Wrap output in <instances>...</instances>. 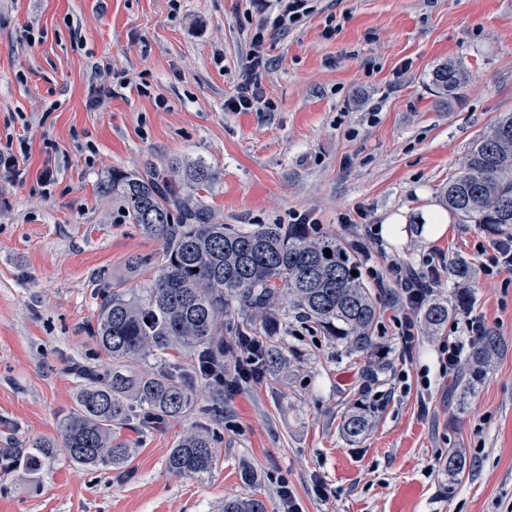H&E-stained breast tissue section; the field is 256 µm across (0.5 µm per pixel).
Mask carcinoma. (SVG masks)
<instances>
[{
	"instance_id": "cac0c4a2",
	"label": "carcinoma",
	"mask_w": 512,
	"mask_h": 512,
	"mask_svg": "<svg viewBox=\"0 0 512 512\" xmlns=\"http://www.w3.org/2000/svg\"><path fill=\"white\" fill-rule=\"evenodd\" d=\"M464 78L461 64L443 63L432 72V85L452 99ZM180 180L188 191L197 192L209 188L214 175L198 164L183 171ZM101 191L120 196L130 223L162 242V252L154 259L158 275L138 292L101 280L95 291L93 338L112 359L111 367H77L83 384L60 422L59 437H39L25 448H0L4 468L21 467L37 482L59 448L78 466L118 468L133 451L120 434L128 421L136 416L142 427L151 428L181 417L194 406L199 381L209 384L206 414L223 420L224 313L235 305L247 317L239 336L250 335L257 325L263 330L273 327L275 313L288 305L347 354L362 359L367 374L374 376L384 368L379 360L382 347L374 336L377 294L351 274L357 262L335 238L298 224H261L254 229L217 224L205 206L191 202L151 171H114ZM443 200L449 211L493 235L512 231V113L474 140L460 172L443 189ZM420 314L431 337L443 334L448 304L428 300ZM168 350L193 353L196 365L184 368L167 362L161 355ZM503 350L501 338L491 329L473 342L463 393L481 381ZM285 361L281 349L267 347L258 369H274ZM138 363L148 364V369L126 373ZM369 425L367 409L356 407L345 416L342 429L355 440ZM216 461L214 435L193 428L170 450L166 468L177 476L201 477ZM466 469V458L448 451V492ZM224 512L267 510L259 498L236 496L224 499Z\"/></svg>"
}]
</instances>
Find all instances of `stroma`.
<instances>
[{
  "instance_id": "35a3bbf8",
  "label": "stroma",
  "mask_w": 512,
  "mask_h": 512,
  "mask_svg": "<svg viewBox=\"0 0 512 512\" xmlns=\"http://www.w3.org/2000/svg\"><path fill=\"white\" fill-rule=\"evenodd\" d=\"M276 12V0H0V138L30 148L25 180L0 177V448L57 435L81 385L74 366H110L91 335L99 279L139 289L157 273L160 242L99 191L116 171L166 179L172 165L201 163L214 173L202 202L220 223L307 213L343 244V215L375 228L403 215L388 257L469 262L468 311L506 351L463 394L441 340L421 332L405 351L399 291L380 288L385 367L371 378L282 310L273 341L288 362L225 396L223 421L208 422L209 474L166 468L206 422L195 407L122 429L136 449L118 469L61 454L37 485L0 469V512H222L237 495L281 512L283 483L303 512H512V272H480L494 239L479 225L449 215L433 241L421 221L472 142L512 113V0H315L298 26L266 32L261 89L274 111H231L255 28ZM447 61L467 73L450 102L431 84ZM118 85V97L90 93ZM47 159L56 181L45 187ZM136 256L145 265L131 266ZM465 312L450 309L445 336ZM359 404L371 426L351 440L342 421ZM452 448L471 468L450 493Z\"/></svg>"
}]
</instances>
